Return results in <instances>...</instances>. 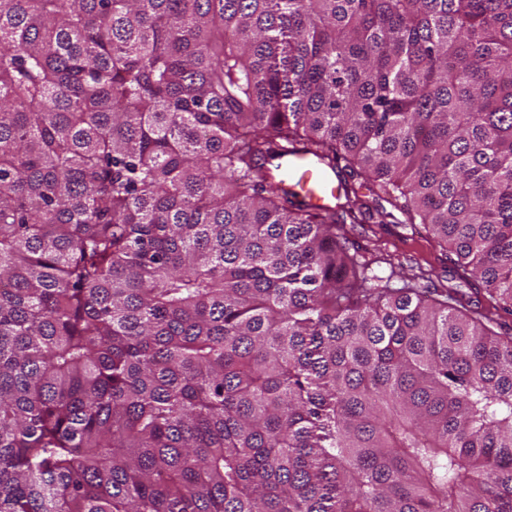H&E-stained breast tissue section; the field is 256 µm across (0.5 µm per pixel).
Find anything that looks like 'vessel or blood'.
Wrapping results in <instances>:
<instances>
[{"instance_id":"obj_1","label":"vessel or blood","mask_w":512,"mask_h":512,"mask_svg":"<svg viewBox=\"0 0 512 512\" xmlns=\"http://www.w3.org/2000/svg\"><path fill=\"white\" fill-rule=\"evenodd\" d=\"M278 166L288 175L285 187L297 192L310 207H330L338 197L334 175L324 172L318 161L301 153L279 158Z\"/></svg>"}]
</instances>
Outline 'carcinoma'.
<instances>
[{"mask_svg":"<svg viewBox=\"0 0 512 512\" xmlns=\"http://www.w3.org/2000/svg\"><path fill=\"white\" fill-rule=\"evenodd\" d=\"M506 316L512 0H0V512H512ZM277 165V170L288 174L283 187L297 192L299 199L310 207H331L336 204V175L324 172L315 158L301 153L288 154L279 158ZM368 225H371L372 229L368 228ZM365 229L364 233V230L358 228L363 233L352 238L355 248L368 249L370 252H378L373 250L380 249L384 255L394 257L395 262L402 261L405 266L417 262L430 271V280L438 288L455 287L458 284V280L452 279L451 273L448 272L452 268L448 256H445L433 242L424 238V232L420 227L414 233L405 224H387L383 228L376 224H365Z\"/></svg>","mask_w":512,"mask_h":512,"instance_id":"cac0c4a2","label":"carcinoma"}]
</instances>
